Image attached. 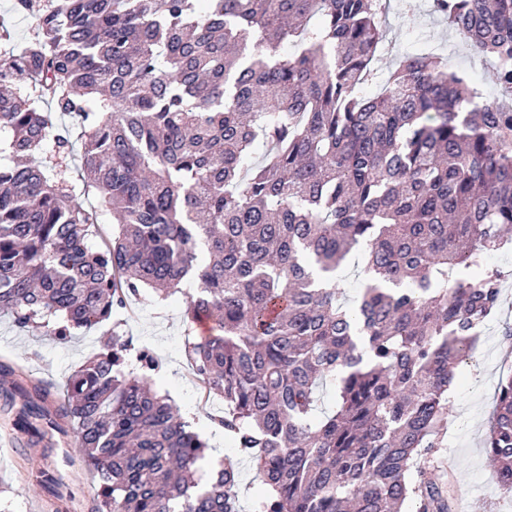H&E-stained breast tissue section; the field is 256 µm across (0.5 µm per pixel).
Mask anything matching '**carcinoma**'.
I'll return each instance as SVG.
<instances>
[{
    "instance_id": "cac0c4a2",
    "label": "carcinoma",
    "mask_w": 512,
    "mask_h": 512,
    "mask_svg": "<svg viewBox=\"0 0 512 512\" xmlns=\"http://www.w3.org/2000/svg\"><path fill=\"white\" fill-rule=\"evenodd\" d=\"M383 0H14L0 24V311L67 341L143 290L182 292L210 334L185 354L235 457L265 485L256 512H453L414 468L442 447L448 395L497 310L512 251V0H433L506 93L479 100L438 55L399 59L380 93ZM80 127L82 186L42 156ZM94 192L97 205L79 197ZM108 210L118 234L91 243ZM363 252L350 308L326 280ZM158 364L116 328L53 387L0 363V400L39 438L71 436L90 512H240L236 462L194 479L208 444L153 389ZM336 408L313 418L315 389ZM484 448L512 500V369Z\"/></svg>"
}]
</instances>
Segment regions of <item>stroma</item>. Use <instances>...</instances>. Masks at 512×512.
<instances>
[{
	"label": "stroma",
	"instance_id": "obj_1",
	"mask_svg": "<svg viewBox=\"0 0 512 512\" xmlns=\"http://www.w3.org/2000/svg\"><path fill=\"white\" fill-rule=\"evenodd\" d=\"M398 5H391L386 16L391 54L383 67H390L393 56L404 53L410 31H419L426 41L442 40L448 68L468 73L487 97L499 93L493 80L491 61L472 54L448 35L443 21L423 8L414 26L403 25ZM497 315L484 324L477 336L473 355L457 369V379L448 400V440L445 448L422 459L421 465L444 482L467 487L471 497L467 512H512L502 500L496 472L483 448L495 405L498 383L504 373L506 330L512 328V279L504 285ZM133 315H120V329L134 339L135 346L148 347L162 363L154 378L155 388L169 395L187 415L194 429L203 434L221 457L231 456L222 431L213 429L210 419L224 409L218 398H205L192 375L184 353L186 338L198 336L196 325L183 320L185 298L177 294L155 303L148 299L132 301ZM110 326L104 325L62 343L51 336L19 332L9 316L0 314V361L9 359L19 367L23 378L51 382L63 389L72 372L106 341ZM16 435L13 447L0 450V512H37L42 503L67 495V512H88L91 506V476L68 437L52 434L32 444L27 435L16 433L13 417L0 410V433ZM46 469L58 479L56 489L38 482L39 470Z\"/></svg>",
	"mask_w": 512,
	"mask_h": 512
}]
</instances>
